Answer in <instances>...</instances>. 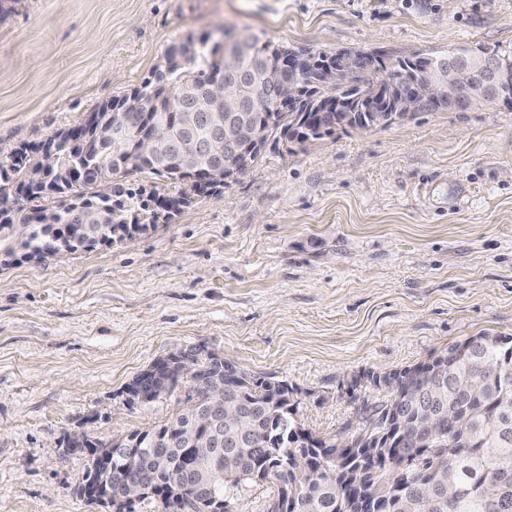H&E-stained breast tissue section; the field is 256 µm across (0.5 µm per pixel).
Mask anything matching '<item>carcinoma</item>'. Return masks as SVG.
<instances>
[{"label": "carcinoma", "mask_w": 512, "mask_h": 512, "mask_svg": "<svg viewBox=\"0 0 512 512\" xmlns=\"http://www.w3.org/2000/svg\"><path fill=\"white\" fill-rule=\"evenodd\" d=\"M210 40L207 36L173 47L166 56L171 68L158 77L160 88L149 79L117 101L122 107L131 97L154 91L157 104L152 111L132 110L128 115L134 127L152 119L171 124L170 143L153 156H117L108 133L110 112L103 110L98 127L89 132L95 156L60 139L57 131L49 137L56 142L57 161L47 179L31 178L41 162L24 155H15L8 166L0 164V196L15 182H28L25 194L0 221L1 256L17 248L50 258L78 248L91 250L124 239L147 222L156 223L160 208L169 213L233 182L224 177V165L205 151L212 116L224 115V101L209 93L211 80L224 72V48ZM275 52L274 46L250 40L245 56L250 84L258 82L260 65L274 59ZM481 55L478 48L459 46L444 55L401 57L394 66L364 70L328 89L315 85L308 68L299 75L303 107L324 98L365 112L378 89L419 81L428 68L438 71L456 57ZM241 116L262 123L265 143L271 138L289 140L302 130L314 141L351 126L334 111L328 125L316 111L285 114L251 94ZM187 145L197 151L192 168L179 162ZM145 172L166 176L181 186L180 193L146 195L128 183L129 177ZM51 197L60 198L61 204L37 205ZM185 353L190 365L181 377L194 383L193 371L203 369L224 380V365L216 354L202 357L194 348ZM395 373V382L385 388L390 399L374 407L371 431L335 444L316 441L297 426L283 382L238 371V384L224 392V404L240 408L248 425L233 435L225 421L210 415L211 401L196 387L195 397L167 423L137 431L119 443L98 445L110 452L139 449L132 456L112 457L105 493L113 496L138 480L146 486L142 500H153L167 512L166 500L151 490L175 485L192 494L179 479L187 463L185 449L201 447L197 472L223 500L271 476L280 483L278 500H288V512H359L357 483L363 492L385 497L388 512H512V336H471L436 358ZM436 422L440 428L433 441L423 450L416 448L413 438L418 431ZM310 451L322 455L320 468L304 480L296 474L286 480L285 469H293L296 457Z\"/></svg>", "instance_id": "1"}]
</instances>
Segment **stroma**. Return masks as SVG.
Instances as JSON below:
<instances>
[{
	"instance_id": "obj_1",
	"label": "stroma",
	"mask_w": 512,
	"mask_h": 512,
	"mask_svg": "<svg viewBox=\"0 0 512 512\" xmlns=\"http://www.w3.org/2000/svg\"><path fill=\"white\" fill-rule=\"evenodd\" d=\"M224 29L328 53H512V0H18L0 19V162ZM480 333L512 336V106L268 142L135 241L0 261V512H108L75 494L90 460L64 440L165 423L190 382L149 403L127 387L167 354L204 347L285 382L298 425L334 443L384 398L359 375ZM278 493L251 483L227 512Z\"/></svg>"
}]
</instances>
